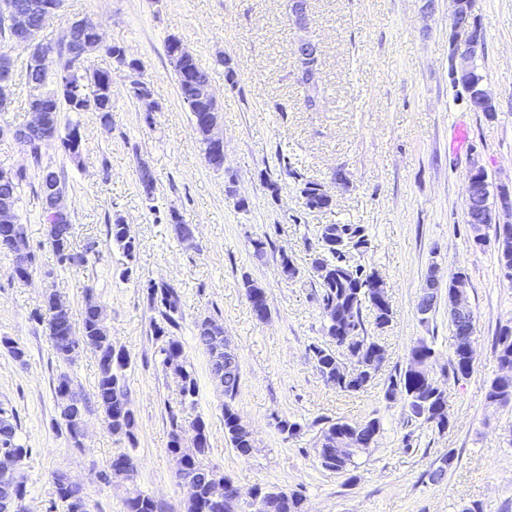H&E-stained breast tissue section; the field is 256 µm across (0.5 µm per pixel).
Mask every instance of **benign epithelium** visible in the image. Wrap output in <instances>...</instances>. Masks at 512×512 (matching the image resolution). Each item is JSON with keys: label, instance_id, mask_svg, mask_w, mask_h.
<instances>
[{"label": "benign epithelium", "instance_id": "obj_1", "mask_svg": "<svg viewBox=\"0 0 512 512\" xmlns=\"http://www.w3.org/2000/svg\"><path fill=\"white\" fill-rule=\"evenodd\" d=\"M453 9L450 15V28L453 46L452 72L454 77L462 78L472 69L473 61L484 52V35L475 27V15L466 5L465 0H451ZM60 0H37L33 4L17 5L13 0H0V112L8 110L10 89L15 71V53L21 51L26 56V65L34 73L47 74L46 65L49 56L54 54V46L43 40L42 35L50 21L60 12ZM292 23L300 29H308L310 24L308 0H290ZM93 28L95 42L84 39L87 28ZM71 55L75 57L81 69L89 67L91 56L102 44L99 25L91 19L73 20L68 28L65 40ZM115 70L126 74L129 86L140 90V100L148 103L147 112L157 110L150 102L152 93L150 83L144 77L141 64L112 63ZM51 95L40 85H35L30 94L29 112L31 119L23 126H0V137H10L23 144L34 135L51 138L56 133L57 122L54 112L50 111ZM468 107L473 112H490L496 108V101L488 92L485 80L474 85ZM481 167L472 168L467 182L468 223L474 226L473 236L480 241L484 237L488 224H495L499 231L506 234L512 229V193L502 187L503 193L497 205L488 208L485 205L483 190L476 174ZM64 195L48 186L45 200L52 214L61 217L67 209L63 204ZM454 288L448 293V310L452 318L464 322L472 316V309L466 293L467 280L464 274L454 276ZM195 450L194 433L189 431L182 436V452L172 455L176 463V473L184 474L185 459L183 453ZM20 462L13 457H0V474H8L17 485L24 484L18 473ZM211 504L217 509L234 512L240 504V489L231 482L220 479L218 471L210 473Z\"/></svg>", "mask_w": 512, "mask_h": 512}]
</instances>
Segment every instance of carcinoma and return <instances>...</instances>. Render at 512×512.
<instances>
[{
  "mask_svg": "<svg viewBox=\"0 0 512 512\" xmlns=\"http://www.w3.org/2000/svg\"><path fill=\"white\" fill-rule=\"evenodd\" d=\"M63 63L59 73L55 75L26 74L27 80H37L54 91V104L57 110L82 112L88 107L100 114L104 122H112V71H84L79 74V83L84 87L83 98L75 99L69 88L71 75L67 71L72 67V60L65 51L60 52ZM188 71H183V68ZM185 67H173L182 101L193 117L194 130L204 148L205 159L212 168L220 169L223 162L214 153L212 145L202 128V121L207 116L204 104L186 81V77H195L204 83L209 82V74L192 58ZM298 82L306 89L305 104L313 109L320 100V85L311 86L305 72H300ZM51 143L39 136L26 142V148L40 166L38 194L44 196V188L54 186L59 191H65L63 173L50 166L41 165L42 147ZM303 207L308 211L321 210L330 207V202L320 192V184L307 181L300 189ZM108 236L112 244L122 250L127 260L134 258L135 241L129 239L126 224L118 217L108 225ZM319 238L335 242L332 247H321L318 253L324 272L317 274L320 292L319 308L324 320L325 334L335 341L336 347H347L355 354L366 356L374 352L379 344L374 337L367 335L364 311L373 314L375 327L382 329L390 322L391 307L381 308L375 302L373 293L368 285L377 275L376 270L362 265H353L345 259L351 249H360L368 245L366 228L361 224H325L321 226ZM57 256L58 263L63 266L83 265L88 258L83 253H76L71 248V237L66 236L48 241ZM246 296L254 314L261 315L265 320L269 316V307L263 288L250 279L243 281ZM149 306L159 310L162 322L154 323V335L163 340L159 349L160 364L165 374L174 378L179 387L181 403L194 404L198 395V382L195 371L187 361L181 342L173 335V330L179 327L175 318L181 307V298L176 289L167 284L156 283L147 286ZM100 303L94 297L92 289H86L84 306L81 312L80 330L98 361V377L92 392L87 394L75 391L76 403L82 413L87 414L91 409L101 411L107 422L108 430L114 436L124 438L129 447L115 454L112 461L133 454L137 439L135 434L136 416L131 407L129 392L126 386V371L131 360L126 351L116 347L107 333L100 331L97 323V307ZM38 320L44 324L48 332L53 354L58 362L68 364L71 359L65 347L58 344V339L71 334L74 327L72 313L51 314L50 308L41 306L36 313ZM451 355L448 366L453 378H458L466 367V357L456 346V340L461 335L462 326L451 321ZM495 352L498 365L507 362L512 365V325L499 328L495 337ZM308 355L313 361L323 380L338 390L346 392L357 391L371 382L363 372H356L342 364L336 352L319 343L308 346ZM222 369L224 370V434L229 439L236 453L241 457H249L254 451L253 439L243 432L238 424L239 415L233 407V402L240 391L242 371L236 354L223 355ZM512 392V378L500 372L490 383L487 399L491 403L501 401V397ZM385 398L389 401L397 398L404 403L408 419L418 421L430 428L443 432L448 429V403L441 402V397L433 394L422 374L414 371L411 365L399 370L398 374L389 378L385 389ZM169 443L168 451L174 452L180 447L179 432L183 419L179 412L169 409ZM381 423L376 418L365 421V425L346 421L327 422L321 427L316 441V452L321 466L333 472H347L355 466V458L368 451L380 433ZM13 453L25 459L32 454V449L24 446L18 439V422L14 415L0 408V453ZM211 466L207 458L202 456L188 463L184 479L177 480L183 489L184 512H215L206 498L208 486L204 480L195 475ZM125 489L124 505L126 512H162V507L150 495L141 491L136 478L132 477L122 482ZM27 488H11L0 483V512H26ZM267 512H305L304 496L298 491L288 493V504L284 505L272 498Z\"/></svg>",
  "mask_w": 512,
  "mask_h": 512,
  "instance_id": "obj_1",
  "label": "carcinoma"
}]
</instances>
